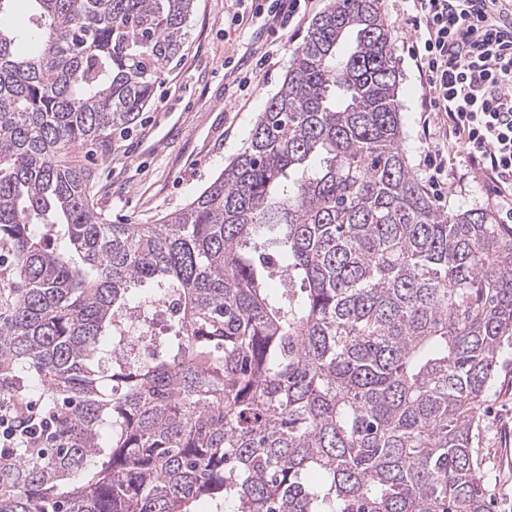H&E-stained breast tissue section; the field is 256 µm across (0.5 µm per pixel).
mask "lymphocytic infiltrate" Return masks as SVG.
I'll return each instance as SVG.
<instances>
[{"mask_svg": "<svg viewBox=\"0 0 512 512\" xmlns=\"http://www.w3.org/2000/svg\"><path fill=\"white\" fill-rule=\"evenodd\" d=\"M310 0H251L253 18L285 26ZM412 56L427 111L440 115L471 167L493 185L498 206L512 214V46L477 33L475 19L495 0H406ZM41 401L0 397V448L48 435Z\"/></svg>", "mask_w": 512, "mask_h": 512, "instance_id": "obj_1", "label": "lymphocytic infiltrate"}]
</instances>
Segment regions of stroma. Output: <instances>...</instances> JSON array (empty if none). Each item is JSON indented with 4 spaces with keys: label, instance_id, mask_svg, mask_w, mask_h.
<instances>
[{
    "label": "stroma",
    "instance_id": "35a3bbf8",
    "mask_svg": "<svg viewBox=\"0 0 512 512\" xmlns=\"http://www.w3.org/2000/svg\"><path fill=\"white\" fill-rule=\"evenodd\" d=\"M332 0H313L296 26L276 33L251 23L242 0H196L189 33L179 55L160 72L153 99L138 121L112 134V151L77 147L73 164L90 171L95 199L115 224H155L165 214L185 207L205 189L243 148L256 117L277 92L312 20ZM393 26L395 53L402 72L399 91L404 149L419 179H426L424 159L429 145L442 146L438 124L422 103L423 88L409 54L411 32L405 23L403 0H382ZM240 24H231L233 15ZM277 42L278 50L262 66H254L256 46ZM234 62L250 85L239 89L225 75ZM450 172L439 208L454 213L463 208H496L488 179L468 167L458 154L444 149ZM484 396V416L477 448L485 483L495 512H512V345Z\"/></svg>",
    "mask_w": 512,
    "mask_h": 512
}]
</instances>
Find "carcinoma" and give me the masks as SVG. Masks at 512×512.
<instances>
[{
	"label": "carcinoma",
	"mask_w": 512,
	"mask_h": 512,
	"mask_svg": "<svg viewBox=\"0 0 512 512\" xmlns=\"http://www.w3.org/2000/svg\"><path fill=\"white\" fill-rule=\"evenodd\" d=\"M31 2L0 26V394L42 389L52 425L0 458V512H492L474 443L512 225L444 212L409 165L381 0H333L157 224L110 223L67 155L138 120L195 0ZM172 296L161 354L115 355Z\"/></svg>",
	"instance_id": "obj_1"
}]
</instances>
